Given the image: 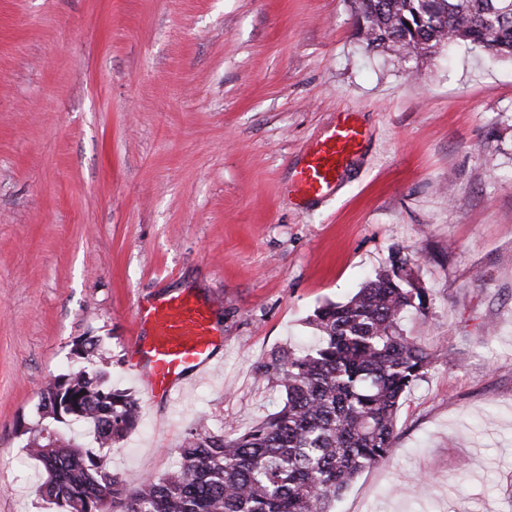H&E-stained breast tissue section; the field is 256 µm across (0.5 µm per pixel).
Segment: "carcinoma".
<instances>
[{
  "label": "carcinoma",
  "mask_w": 512,
  "mask_h": 512,
  "mask_svg": "<svg viewBox=\"0 0 512 512\" xmlns=\"http://www.w3.org/2000/svg\"><path fill=\"white\" fill-rule=\"evenodd\" d=\"M368 50L406 61L465 43L512 59V0H353ZM428 294L408 259L395 258L344 303L317 308L319 344L283 348L258 370L283 405L234 436L191 429L179 465L129 488L103 450L139 420V402L112 386L109 371L81 368L41 392L44 417L88 425L98 448L56 428L27 442L45 473L42 495L61 512H333L368 466L393 454L394 422L407 392L425 378L434 353L402 326Z\"/></svg>",
  "instance_id": "carcinoma-1"
}]
</instances>
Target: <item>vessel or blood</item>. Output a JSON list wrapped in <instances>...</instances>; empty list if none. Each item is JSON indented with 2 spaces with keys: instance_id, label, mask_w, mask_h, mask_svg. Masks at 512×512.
I'll return each mask as SVG.
<instances>
[{
  "instance_id": "b4317fda",
  "label": "vessel or blood",
  "mask_w": 512,
  "mask_h": 512,
  "mask_svg": "<svg viewBox=\"0 0 512 512\" xmlns=\"http://www.w3.org/2000/svg\"><path fill=\"white\" fill-rule=\"evenodd\" d=\"M364 138L361 127L343 116L296 170L293 191L311 198L327 195ZM136 322L145 335L132 347L131 368L151 400L170 401L189 380L215 368L224 339L211 308L193 294L182 291L139 306Z\"/></svg>"
}]
</instances>
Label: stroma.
Returning <instances> with one entry per match:
<instances>
[{"label":"stroma","mask_w":512,"mask_h":512,"mask_svg":"<svg viewBox=\"0 0 512 512\" xmlns=\"http://www.w3.org/2000/svg\"><path fill=\"white\" fill-rule=\"evenodd\" d=\"M366 138L335 189L287 191L342 113ZM428 290L437 358L388 460L336 512H512V61L367 51L351 0H0V512H57L20 426L94 337L137 426L128 486L190 428L235 435L281 397L257 365L392 258ZM191 292L224 364L174 403L130 367L138 305Z\"/></svg>","instance_id":"35a3bbf8"}]
</instances>
